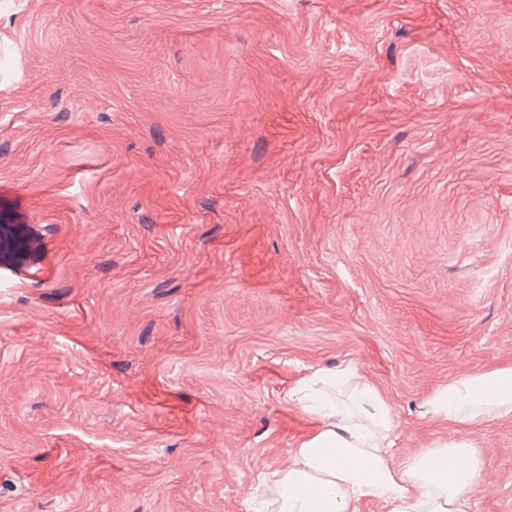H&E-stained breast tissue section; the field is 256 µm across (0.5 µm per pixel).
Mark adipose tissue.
I'll use <instances>...</instances> for the list:
<instances>
[{
	"instance_id": "adipose-tissue-1",
	"label": "adipose tissue",
	"mask_w": 512,
	"mask_h": 512,
	"mask_svg": "<svg viewBox=\"0 0 512 512\" xmlns=\"http://www.w3.org/2000/svg\"><path fill=\"white\" fill-rule=\"evenodd\" d=\"M353 367L315 370L308 378L317 393L299 388L295 397L317 420L312 434L290 453L286 470L271 485L278 512H358L365 499L388 512H471V493L482 461L467 439L422 449L393 463L396 423L372 386H351ZM351 387V409L340 408L329 388ZM433 416L471 427L485 418L512 414V367L473 374L438 389Z\"/></svg>"
}]
</instances>
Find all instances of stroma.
Masks as SVG:
<instances>
[{"instance_id":"obj_1","label":"stroma","mask_w":512,"mask_h":512,"mask_svg":"<svg viewBox=\"0 0 512 512\" xmlns=\"http://www.w3.org/2000/svg\"><path fill=\"white\" fill-rule=\"evenodd\" d=\"M0 183V512H277L312 370L401 460L512 366V0H8ZM429 404L436 419L464 428L490 416L512 414V367L448 382L433 394Z\"/></svg>"}]
</instances>
